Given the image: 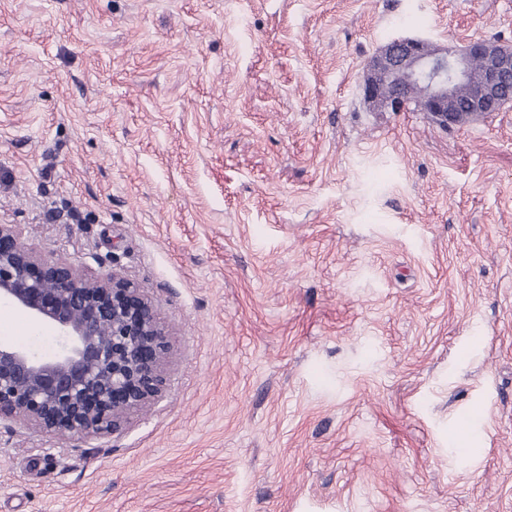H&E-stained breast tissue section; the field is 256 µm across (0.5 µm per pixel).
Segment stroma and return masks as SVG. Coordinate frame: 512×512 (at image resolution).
<instances>
[{"mask_svg": "<svg viewBox=\"0 0 512 512\" xmlns=\"http://www.w3.org/2000/svg\"><path fill=\"white\" fill-rule=\"evenodd\" d=\"M397 37L512 0H0V224L172 344L123 433L1 424L0 512H512V105L372 110Z\"/></svg>", "mask_w": 512, "mask_h": 512, "instance_id": "obj_1", "label": "stroma"}]
</instances>
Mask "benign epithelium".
Segmentation results:
<instances>
[{
  "mask_svg": "<svg viewBox=\"0 0 512 512\" xmlns=\"http://www.w3.org/2000/svg\"><path fill=\"white\" fill-rule=\"evenodd\" d=\"M415 85L424 92L413 101L405 90ZM461 85L471 90L462 104ZM361 93L374 110L423 112L443 128L452 112L473 122L512 103V47L393 39L366 64ZM2 302L52 327L62 345L39 354L0 341V423L83 442L123 432L161 394L169 334L150 299L119 274L45 258L17 225L0 224Z\"/></svg>",
  "mask_w": 512,
  "mask_h": 512,
  "instance_id": "benign-epithelium-1",
  "label": "benign epithelium"
}]
</instances>
